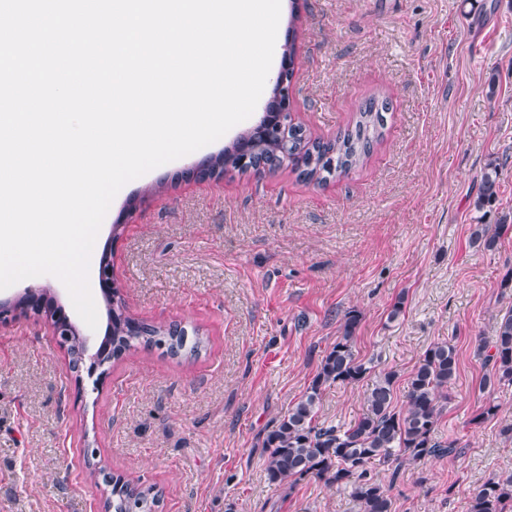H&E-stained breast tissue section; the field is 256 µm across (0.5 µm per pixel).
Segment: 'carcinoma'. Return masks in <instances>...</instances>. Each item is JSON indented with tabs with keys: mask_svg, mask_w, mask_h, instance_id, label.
I'll return each mask as SVG.
<instances>
[{
	"mask_svg": "<svg viewBox=\"0 0 512 512\" xmlns=\"http://www.w3.org/2000/svg\"><path fill=\"white\" fill-rule=\"evenodd\" d=\"M386 98L373 97L356 113L354 129L328 141L312 139L305 129L288 118L269 124L259 133L249 128L231 145L216 154V166L222 172L242 171L238 165V147L252 144L259 158L275 157L288 163L307 181L324 182L362 165L381 140L384 129L382 112L388 110ZM498 192V171L494 165L480 177L476 206L493 202ZM512 230V219L503 216L498 224L474 225L470 234L473 246L494 249L499 239ZM359 322L357 311L346 314L343 336L322 358L307 391L279 418L264 441L266 472L269 482L293 489L306 477L323 479L350 491L361 512H393L392 490L405 462L459 454L456 439L437 434L439 420L448 406V385L458 370L455 347L448 341L430 345L407 381L406 405L395 404L398 373L392 369L378 372L366 390V412L348 426H323L317 422L321 395L333 384L354 385L372 367L355 354L352 333ZM112 318V358L117 361L131 350L153 345H167L173 357H192L203 347L199 330L184 336V329ZM475 355L486 372L482 388L512 384V309L496 317L495 334L486 345L477 346ZM393 467L392 477L383 483L371 476L375 464ZM158 492L152 486L132 484L120 477L113 479L112 512H155ZM471 512H512V472L496 475L471 493Z\"/></svg>",
	"mask_w": 512,
	"mask_h": 512,
	"instance_id": "obj_1",
	"label": "carcinoma"
}]
</instances>
